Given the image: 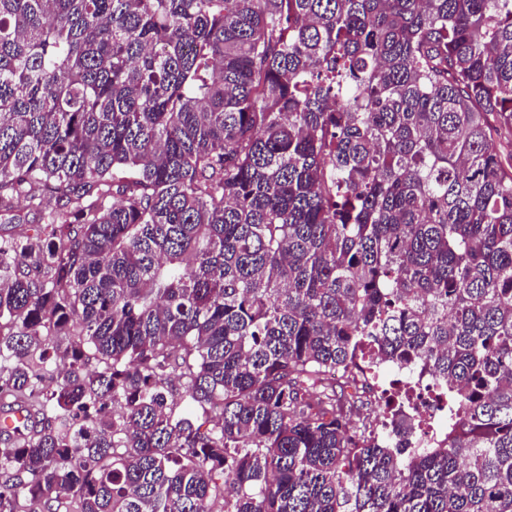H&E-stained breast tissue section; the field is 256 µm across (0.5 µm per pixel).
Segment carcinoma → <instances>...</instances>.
Listing matches in <instances>:
<instances>
[{
  "instance_id": "obj_1",
  "label": "carcinoma",
  "mask_w": 512,
  "mask_h": 512,
  "mask_svg": "<svg viewBox=\"0 0 512 512\" xmlns=\"http://www.w3.org/2000/svg\"><path fill=\"white\" fill-rule=\"evenodd\" d=\"M18 408L0 512H512V0H0ZM375 362L371 367H363L362 380L356 378L355 383L359 386H366V395L375 397L384 383L388 382L392 378H397L409 386L413 387L416 393L425 396L432 389L439 386V380L436 378H428L426 376H420L419 373L412 369L398 368L395 365L386 364L379 360Z\"/></svg>"
}]
</instances>
